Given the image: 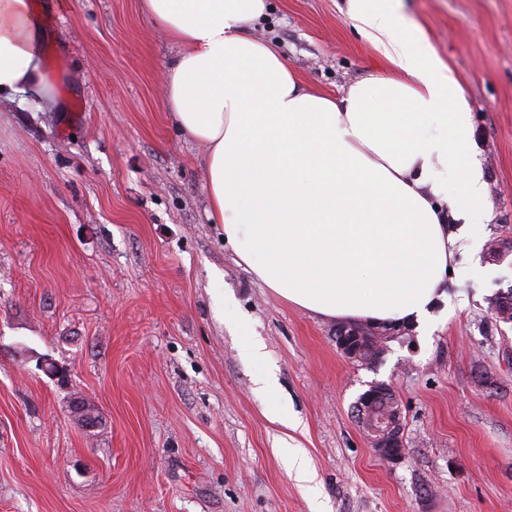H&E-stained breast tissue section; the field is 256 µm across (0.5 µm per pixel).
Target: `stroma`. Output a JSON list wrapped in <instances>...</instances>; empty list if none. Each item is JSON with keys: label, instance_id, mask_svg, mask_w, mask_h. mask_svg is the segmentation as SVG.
<instances>
[{"label": "stroma", "instance_id": "1", "mask_svg": "<svg viewBox=\"0 0 512 512\" xmlns=\"http://www.w3.org/2000/svg\"><path fill=\"white\" fill-rule=\"evenodd\" d=\"M33 2L62 109L0 102V512H512V322L492 306L512 249L459 260L448 307L375 363L349 361L335 323L255 280L208 219L206 150L163 107L178 47L143 0ZM338 2L270 0L250 29L336 98L380 65ZM404 14L463 80L486 239L506 238L512 0H404ZM257 343L271 396L253 383ZM375 382L402 409L394 464L354 409ZM77 396L97 427L73 417ZM274 399L297 429L269 418ZM292 440L314 482L296 479Z\"/></svg>", "mask_w": 512, "mask_h": 512}]
</instances>
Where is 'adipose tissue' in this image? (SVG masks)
<instances>
[{
	"label": "adipose tissue",
	"mask_w": 512,
	"mask_h": 512,
	"mask_svg": "<svg viewBox=\"0 0 512 512\" xmlns=\"http://www.w3.org/2000/svg\"><path fill=\"white\" fill-rule=\"evenodd\" d=\"M180 51L164 107L205 146L209 218L271 291L330 320L401 328L448 301L476 254L488 185L455 70L402 0H342L391 77L338 100L307 90L278 48L248 35L268 0H145ZM47 95L44 20L0 0V99ZM456 193H449V185Z\"/></svg>",
	"instance_id": "adipose-tissue-1"
}]
</instances>
